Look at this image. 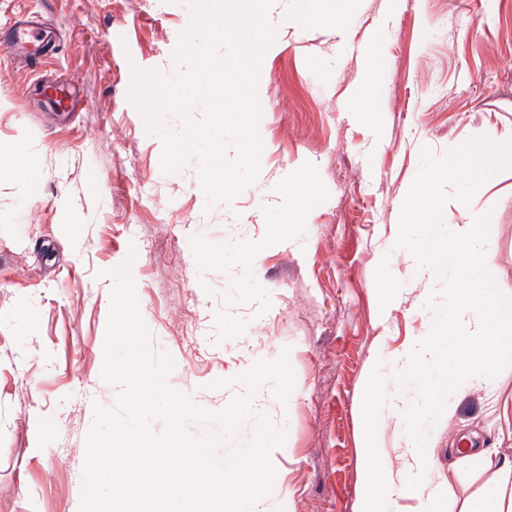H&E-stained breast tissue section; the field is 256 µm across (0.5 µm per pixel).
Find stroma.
Listing matches in <instances>:
<instances>
[{"label": "stroma", "mask_w": 512, "mask_h": 512, "mask_svg": "<svg viewBox=\"0 0 512 512\" xmlns=\"http://www.w3.org/2000/svg\"><path fill=\"white\" fill-rule=\"evenodd\" d=\"M381 3L361 0L349 41L285 28L259 72V176L211 207L196 162L162 172V140L129 99L133 69L175 74L187 0H0V27L39 13L58 42L38 75L0 54V140L38 169L31 184L0 179V512H79L93 406H114L121 391L101 377L106 272L132 248L150 347L173 358L167 382L195 404L223 409L244 388L213 381L288 352V401L268 383L257 406L287 432L269 512H356L368 360L378 338L397 348L436 318L414 272L381 260L413 245L389 240L399 210L439 205L454 224L468 205L493 244L488 280L512 286V170L489 186L452 177L436 195L416 193L460 141L512 143V0H400L389 16ZM371 71L370 115L355 89ZM52 79L72 86L73 112L53 108ZM293 170L316 192L295 219L270 191ZM247 248L261 253L258 270ZM377 279L403 298L386 313ZM378 363L379 381L415 402L448 377ZM413 431L434 447L433 480L462 499L480 484L449 441L494 442L512 458V421L489 416L479 393L453 418L422 414Z\"/></svg>", "instance_id": "stroma-1"}]
</instances>
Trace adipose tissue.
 Instances as JSON below:
<instances>
[{"mask_svg":"<svg viewBox=\"0 0 512 512\" xmlns=\"http://www.w3.org/2000/svg\"><path fill=\"white\" fill-rule=\"evenodd\" d=\"M453 171L466 180L491 183L496 173L512 169V148L492 138L459 143ZM461 223L442 227L439 209L421 215L419 231L426 250L401 253L402 264L412 268L429 302L443 308V317L413 336L396 352V363L430 373L446 354L455 357L451 379L433 384L424 403L406 400L398 389L379 386L368 377L363 392L362 462L364 483L357 512H383L403 499L416 502L414 512H448L451 490L430 479L434 450L417 442L412 424L422 413L454 414L464 396L485 391L489 414L512 417V399L489 389L488 380L505 364H512V289L492 286L485 277L491 261L489 242L476 213L461 207ZM387 414L395 439L393 456L380 453L376 420ZM468 456L490 478L481 494L460 512H512V459L498 457L496 448H472Z\"/></svg>","mask_w":512,"mask_h":512,"instance_id":"ef3b65f1","label":"adipose tissue"}]
</instances>
